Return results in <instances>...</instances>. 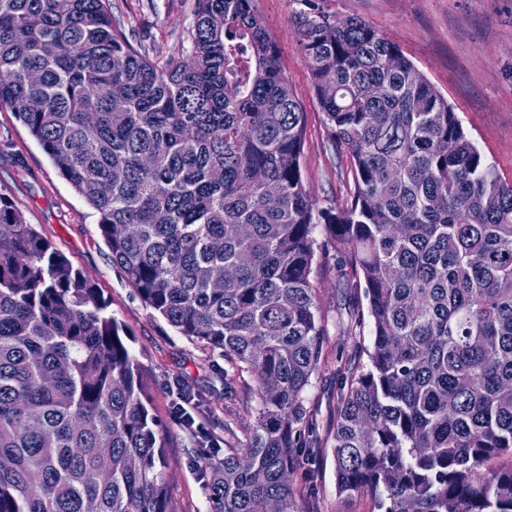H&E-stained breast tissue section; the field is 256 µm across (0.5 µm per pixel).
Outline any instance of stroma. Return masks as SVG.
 <instances>
[{"instance_id": "35a3bbf8", "label": "stroma", "mask_w": 512, "mask_h": 512, "mask_svg": "<svg viewBox=\"0 0 512 512\" xmlns=\"http://www.w3.org/2000/svg\"><path fill=\"white\" fill-rule=\"evenodd\" d=\"M254 4L306 115L301 156L305 186L318 203L344 201L353 187L351 161L328 137L291 23L293 0ZM196 7V0H112V17L134 45L162 64L188 58ZM327 7L339 17L366 20L396 43L453 106L487 161L512 181V0H328ZM0 194L10 197L25 221L91 278L108 301L140 366L150 411L166 434L172 505L176 512H210L195 441L173 422L172 402L180 386L191 387L202 396L198 422H232L234 433L226 443L240 447L254 422L252 376L245 373L222 386L223 358L201 350L141 302L112 263L97 213L7 110H0ZM315 236L324 244V230ZM346 270L344 254L324 244L311 279L325 336L318 368L303 393L314 424V453L292 479L303 512H376V500L369 495L337 493L331 451L342 378L366 363L372 346L367 300L346 289Z\"/></svg>"}]
</instances>
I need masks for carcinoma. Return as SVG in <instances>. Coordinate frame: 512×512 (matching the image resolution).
Returning a JSON list of instances; mask_svg holds the SVG:
<instances>
[{
  "label": "carcinoma",
  "instance_id": "cac0c4a2",
  "mask_svg": "<svg viewBox=\"0 0 512 512\" xmlns=\"http://www.w3.org/2000/svg\"><path fill=\"white\" fill-rule=\"evenodd\" d=\"M253 2L197 0L190 62L159 65L110 0H0V110L96 211L145 306L224 358V385L255 377L244 446L198 461L210 512H301L319 225L372 323L332 435L337 491L384 512H512V182L394 42L292 0L352 160L350 198L314 202L305 112ZM107 308L0 194V512H175L160 423Z\"/></svg>",
  "mask_w": 512,
  "mask_h": 512
}]
</instances>
